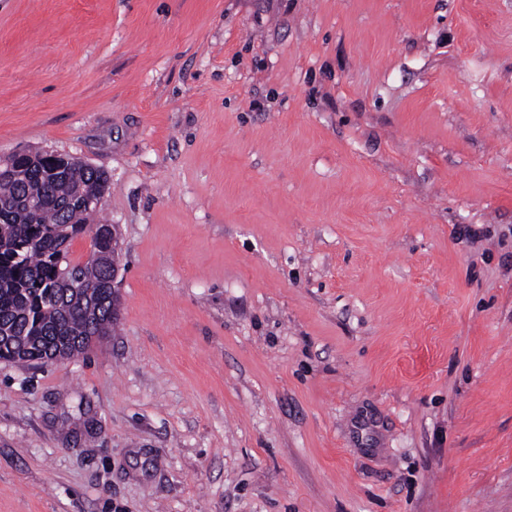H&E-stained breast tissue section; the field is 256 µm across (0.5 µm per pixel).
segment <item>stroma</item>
Instances as JSON below:
<instances>
[{
  "instance_id": "1",
  "label": "stroma",
  "mask_w": 512,
  "mask_h": 512,
  "mask_svg": "<svg viewBox=\"0 0 512 512\" xmlns=\"http://www.w3.org/2000/svg\"><path fill=\"white\" fill-rule=\"evenodd\" d=\"M47 150L119 320L0 360V512H512V0H0Z\"/></svg>"
}]
</instances>
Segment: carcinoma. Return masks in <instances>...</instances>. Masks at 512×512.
Returning a JSON list of instances; mask_svg holds the SVG:
<instances>
[{
    "label": "carcinoma",
    "mask_w": 512,
    "mask_h": 512,
    "mask_svg": "<svg viewBox=\"0 0 512 512\" xmlns=\"http://www.w3.org/2000/svg\"><path fill=\"white\" fill-rule=\"evenodd\" d=\"M49 160L14 162L0 177V360L47 362L55 352L84 354L91 337L104 336L117 320V299L103 287L112 265V235L93 232L78 192L95 193L106 179L83 163L70 162L51 177ZM90 233L83 264L65 263L67 244ZM77 273L90 293L62 296L63 275Z\"/></svg>",
    "instance_id": "1"
}]
</instances>
